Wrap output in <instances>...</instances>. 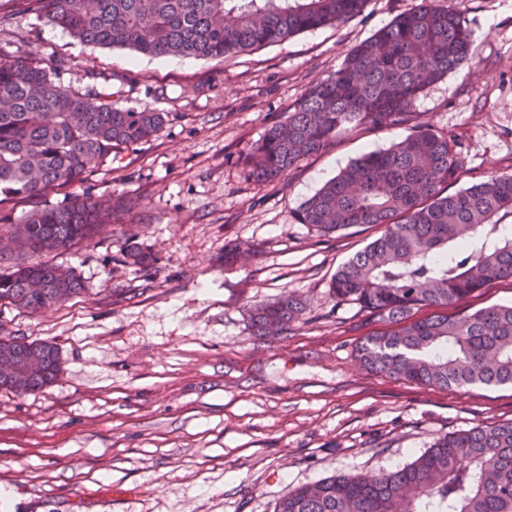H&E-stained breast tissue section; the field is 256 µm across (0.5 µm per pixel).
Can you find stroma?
<instances>
[{"label":"stroma","instance_id":"1","mask_svg":"<svg viewBox=\"0 0 512 512\" xmlns=\"http://www.w3.org/2000/svg\"><path fill=\"white\" fill-rule=\"evenodd\" d=\"M420 0H370L340 26L221 60L94 47L0 0V54L61 62L64 85L96 87L117 108L168 118L151 140L113 153L80 182L0 211V233L35 208L118 199L121 223L51 253L88 290L37 313L0 307V336L54 342L61 373L28 394L0 390L6 512H273L305 484L409 464L445 435L512 421V386L448 389L363 368L374 317L337 299V269L379 233L324 234L299 205L363 153L407 127L341 133L273 182L242 157L344 54ZM473 59L419 97L415 123L468 155L463 189L512 174V0H463ZM159 260L124 262L118 241ZM253 247L224 262L226 246ZM295 292L302 321L254 335L245 310Z\"/></svg>","mask_w":512,"mask_h":512}]
</instances>
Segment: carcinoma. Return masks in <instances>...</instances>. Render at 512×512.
<instances>
[{"mask_svg":"<svg viewBox=\"0 0 512 512\" xmlns=\"http://www.w3.org/2000/svg\"><path fill=\"white\" fill-rule=\"evenodd\" d=\"M369 0H28L31 11L96 47L151 56L221 59L346 23ZM473 55L464 11L421 0L352 48L310 87L286 119L243 156L249 176L269 182L324 151L350 126H409L385 150L351 161L301 203L296 218L325 233L368 225L380 236L337 270V298L373 313L380 328L357 352L371 371L423 385L512 384V305L448 314L494 281L512 278V175L448 192L466 168L453 138L410 125L420 94ZM57 61L0 56V206L81 180L90 159L155 137L167 114L121 109L56 81ZM112 200L76 197L29 211L11 252L50 253L91 240L120 220ZM123 260L150 267L129 237ZM86 291L71 268L19 262L0 273V304L37 312ZM421 307L435 313L415 317ZM295 294L248 310L257 336H286L300 322ZM37 363L0 388L27 394L59 376L56 344L0 336V361ZM274 512H512V421L446 435L405 467L378 475H333L290 491Z\"/></svg>","mask_w":512,"mask_h":512,"instance_id":"carcinoma-1","label":"carcinoma"}]
</instances>
